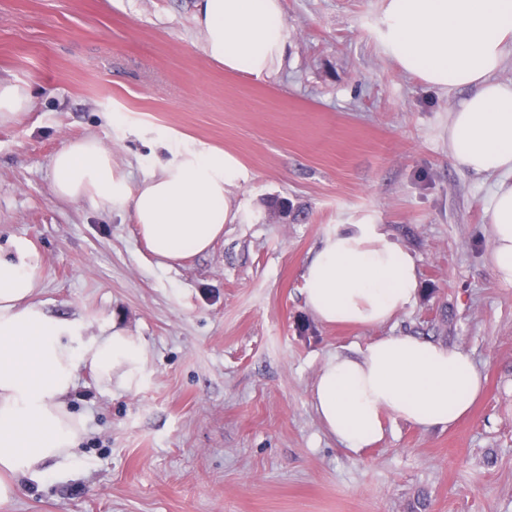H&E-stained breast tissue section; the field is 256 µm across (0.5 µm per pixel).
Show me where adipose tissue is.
Segmentation results:
<instances>
[{"label":"adipose tissue","instance_id":"obj_1","mask_svg":"<svg viewBox=\"0 0 512 512\" xmlns=\"http://www.w3.org/2000/svg\"><path fill=\"white\" fill-rule=\"evenodd\" d=\"M194 23L207 56L226 70L264 79L283 66L282 0H198ZM379 42L427 86L466 90L448 114V156L473 176L497 175L488 266L512 284V81L496 78L512 48V0H385ZM242 174L231 155L199 150L132 184L115 174L111 151L94 135L69 141L51 163L58 198L129 212L149 251L172 263L207 252L235 222L230 188ZM39 266L28 239H12L0 253V505L20 494L21 478L73 459L87 433L68 402L79 367L108 392L128 386L147 357L120 321L88 336L83 324L36 306ZM302 279L306 309L327 324L384 325L418 293L414 255L369 221L338 225L307 259ZM482 390L468 352L397 333L356 355L328 356L311 400L326 431L357 454L384 438V416L446 429Z\"/></svg>","mask_w":512,"mask_h":512}]
</instances>
